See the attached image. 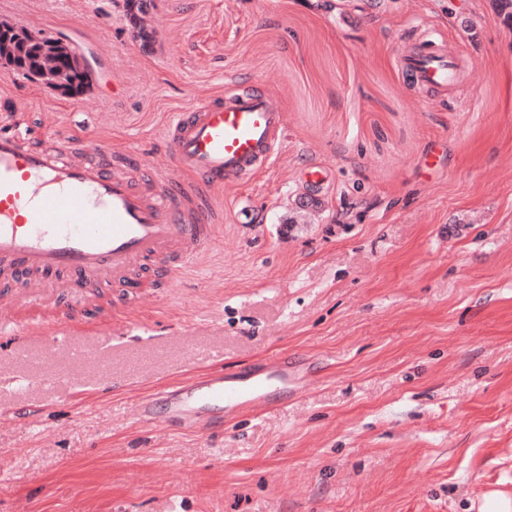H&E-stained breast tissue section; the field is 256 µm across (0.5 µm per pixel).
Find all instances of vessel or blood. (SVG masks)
I'll list each match as a JSON object with an SVG mask.
<instances>
[{
	"label": "vessel or blood",
	"instance_id": "vessel-or-blood-1",
	"mask_svg": "<svg viewBox=\"0 0 512 512\" xmlns=\"http://www.w3.org/2000/svg\"><path fill=\"white\" fill-rule=\"evenodd\" d=\"M396 65L422 88L444 91L456 80L455 58L427 33ZM284 134L282 106L262 89L202 103L165 129L171 163L193 176L175 187L161 167L113 171L63 142L33 149L21 133L0 132V267L92 285L149 261L181 274L213 242L212 191L270 167ZM289 382L284 356L245 372L211 370L142 397L139 417L202 431L208 412L269 406L270 388L287 401Z\"/></svg>",
	"mask_w": 512,
	"mask_h": 512
}]
</instances>
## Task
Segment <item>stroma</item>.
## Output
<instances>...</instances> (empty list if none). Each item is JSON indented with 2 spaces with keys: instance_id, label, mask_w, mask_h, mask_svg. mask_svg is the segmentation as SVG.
<instances>
[{
  "instance_id": "35a3bbf8",
  "label": "stroma",
  "mask_w": 512,
  "mask_h": 512,
  "mask_svg": "<svg viewBox=\"0 0 512 512\" xmlns=\"http://www.w3.org/2000/svg\"><path fill=\"white\" fill-rule=\"evenodd\" d=\"M0 0L94 74L64 96L0 67L31 147L169 165L172 114L256 85L285 138L215 192L214 246L89 295L56 288L0 334V512H512V23L499 0ZM460 64L414 89L422 32ZM328 175L318 184L306 174ZM72 318L69 338L48 314ZM284 355L285 404L209 432L137 420L196 370Z\"/></svg>"
}]
</instances>
